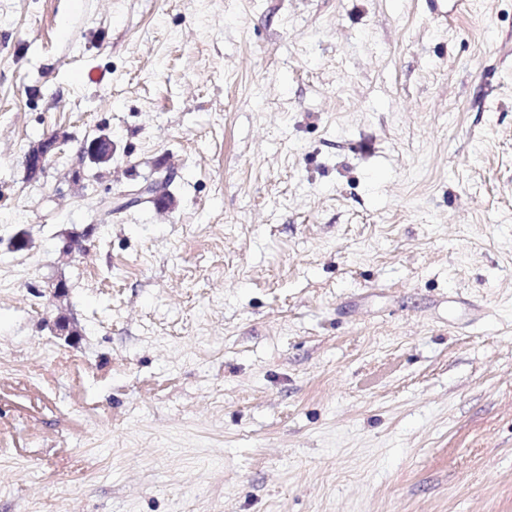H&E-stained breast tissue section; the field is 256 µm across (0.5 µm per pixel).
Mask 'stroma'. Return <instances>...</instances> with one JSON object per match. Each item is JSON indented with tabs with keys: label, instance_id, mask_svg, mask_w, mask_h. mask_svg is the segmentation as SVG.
Wrapping results in <instances>:
<instances>
[{
	"label": "stroma",
	"instance_id": "obj_1",
	"mask_svg": "<svg viewBox=\"0 0 512 512\" xmlns=\"http://www.w3.org/2000/svg\"><path fill=\"white\" fill-rule=\"evenodd\" d=\"M7 267L0 512H512V0H0ZM65 142V139H59L57 136H51L42 140L36 148L29 152L26 164L32 171L40 170L44 167L49 154ZM156 178L147 179L144 184H140L138 188L129 190L124 194L117 197L107 196L103 197L99 201L101 208L110 209H127L133 207L140 200V196L148 192L153 191L155 195H158V189L154 183Z\"/></svg>",
	"mask_w": 512,
	"mask_h": 512
}]
</instances>
